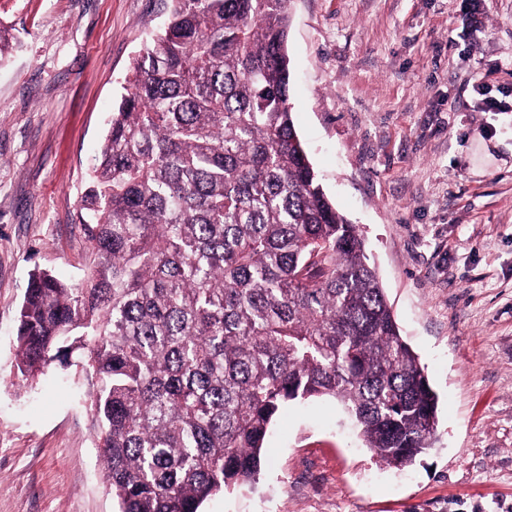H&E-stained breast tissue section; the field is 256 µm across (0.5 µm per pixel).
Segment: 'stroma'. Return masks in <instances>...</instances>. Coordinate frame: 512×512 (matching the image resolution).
Wrapping results in <instances>:
<instances>
[{
  "label": "stroma",
  "instance_id": "obj_1",
  "mask_svg": "<svg viewBox=\"0 0 512 512\" xmlns=\"http://www.w3.org/2000/svg\"><path fill=\"white\" fill-rule=\"evenodd\" d=\"M170 0H0V512H117L92 380L35 382L14 336L34 268L86 284L80 197ZM290 103L438 395L433 448L380 464L341 407H285L251 489L201 512H512V0H291ZM482 90H475V83ZM501 102L485 108V98Z\"/></svg>",
  "mask_w": 512,
  "mask_h": 512
}]
</instances>
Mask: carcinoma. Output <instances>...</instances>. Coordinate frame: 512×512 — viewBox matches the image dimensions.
I'll use <instances>...</instances> for the list:
<instances>
[{
  "label": "carcinoma",
  "instance_id": "cac0c4a2",
  "mask_svg": "<svg viewBox=\"0 0 512 512\" xmlns=\"http://www.w3.org/2000/svg\"><path fill=\"white\" fill-rule=\"evenodd\" d=\"M81 198L86 287L35 270L16 367L76 357L120 512H199L257 483L280 409L330 397L405 468L438 396L289 103L288 0H171Z\"/></svg>",
  "mask_w": 512,
  "mask_h": 512
}]
</instances>
